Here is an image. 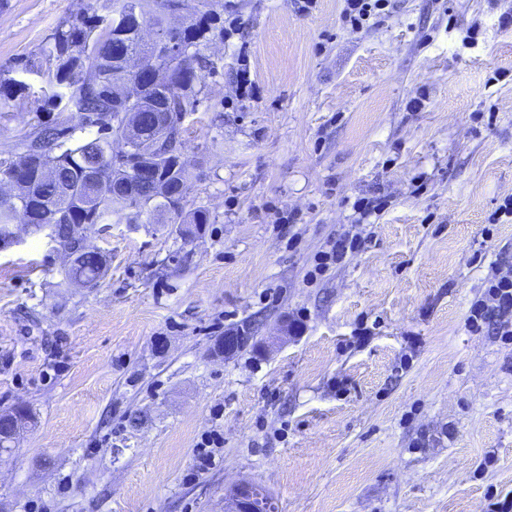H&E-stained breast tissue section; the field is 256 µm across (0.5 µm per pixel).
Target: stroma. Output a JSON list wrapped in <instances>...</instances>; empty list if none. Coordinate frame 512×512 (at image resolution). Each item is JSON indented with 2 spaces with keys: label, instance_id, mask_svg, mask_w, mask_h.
Segmentation results:
<instances>
[{
  "label": "stroma",
  "instance_id": "stroma-1",
  "mask_svg": "<svg viewBox=\"0 0 512 512\" xmlns=\"http://www.w3.org/2000/svg\"><path fill=\"white\" fill-rule=\"evenodd\" d=\"M89 2L8 0L0 66ZM223 2L180 213L92 226L108 264L86 287L47 231L0 246V412L32 414L0 512H224L236 480L279 512H487L512 494V345L467 316L512 265V219L491 221L512 196V0H391L358 32L343 0ZM49 118L0 112V155ZM363 197L389 205L360 224ZM344 232L361 247L313 276ZM285 320L303 326L283 339ZM240 325L252 346L218 356Z\"/></svg>",
  "mask_w": 512,
  "mask_h": 512
}]
</instances>
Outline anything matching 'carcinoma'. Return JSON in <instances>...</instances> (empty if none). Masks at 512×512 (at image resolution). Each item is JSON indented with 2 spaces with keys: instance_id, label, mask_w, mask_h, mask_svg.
Instances as JSON below:
<instances>
[{
  "instance_id": "1",
  "label": "carcinoma",
  "mask_w": 512,
  "mask_h": 512,
  "mask_svg": "<svg viewBox=\"0 0 512 512\" xmlns=\"http://www.w3.org/2000/svg\"><path fill=\"white\" fill-rule=\"evenodd\" d=\"M207 9L189 15L195 20L186 29L169 28L154 6V0H109L102 25L88 28L85 16L91 6L55 28L42 47L38 59L20 62L16 73L41 78L38 92L23 79L0 78V110L15 106L18 98L37 94L38 110L59 112V121L41 123L16 144V153L0 158V239L9 236L17 214L30 211L36 228L47 227L53 241L71 250L69 279L91 283L104 273L107 259L90 249L78 234L81 224H101L108 217L130 210L126 191L112 184L129 182L138 196L135 215L151 202L175 213L180 207L174 195L185 181L187 164H176L182 157L183 119L197 111L202 93L198 71L216 70L205 51L224 37L220 0H204ZM149 24L167 33L169 40L183 46L187 55L166 68L159 84L130 100L131 75L127 59L156 57V49L140 36L141 26ZM171 112L169 132L163 139L151 127L143 129L142 139L128 154L140 158L141 145L153 144V164L161 168L162 189L133 183L130 171L112 166V142L124 133L122 114L126 112ZM23 160L31 168L28 187L10 189L11 166Z\"/></svg>"
}]
</instances>
